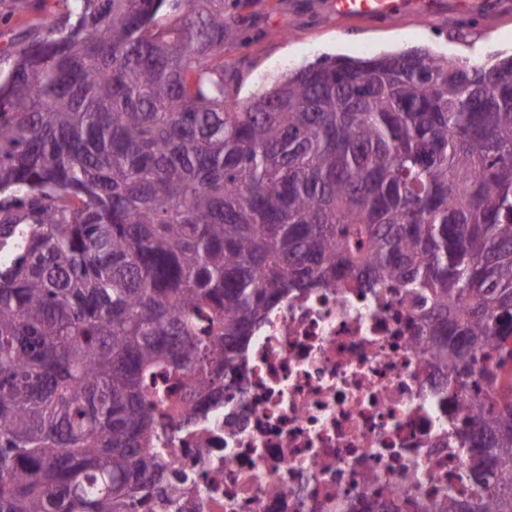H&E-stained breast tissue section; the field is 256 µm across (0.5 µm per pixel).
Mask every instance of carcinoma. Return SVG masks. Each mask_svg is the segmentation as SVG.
Listing matches in <instances>:
<instances>
[{"label": "carcinoma", "mask_w": 512, "mask_h": 512, "mask_svg": "<svg viewBox=\"0 0 512 512\" xmlns=\"http://www.w3.org/2000/svg\"><path fill=\"white\" fill-rule=\"evenodd\" d=\"M14 0L0 72V512H142L187 394L264 311L389 284L464 399L480 493L512 512V55L324 58L245 105L224 0ZM0 10L2 12H8L13 10V16L11 18L10 24L1 25L0 24V51L4 50L8 47L11 36L15 33H18L24 29H30L32 33L38 32V21L40 17V12L34 11L32 9L19 10L14 7L13 3L10 0H6L0 5Z\"/></svg>", "instance_id": "carcinoma-1"}]
</instances>
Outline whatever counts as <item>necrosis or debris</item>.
Masks as SVG:
<instances>
[{"mask_svg":"<svg viewBox=\"0 0 512 512\" xmlns=\"http://www.w3.org/2000/svg\"><path fill=\"white\" fill-rule=\"evenodd\" d=\"M404 289L316 288L268 308L223 393L163 449L174 512H415L471 497L461 392L416 341Z\"/></svg>","mask_w":512,"mask_h":512,"instance_id":"4bbe7bcc","label":"necrosis or debris"}]
</instances>
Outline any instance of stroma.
<instances>
[{"instance_id":"stroma-1","label":"stroma","mask_w":512,"mask_h":512,"mask_svg":"<svg viewBox=\"0 0 512 512\" xmlns=\"http://www.w3.org/2000/svg\"><path fill=\"white\" fill-rule=\"evenodd\" d=\"M236 32L224 74L239 103L286 70L324 56L351 58L424 48L461 66L512 54V0H397L384 17H346L335 0H224Z\"/></svg>"}]
</instances>
